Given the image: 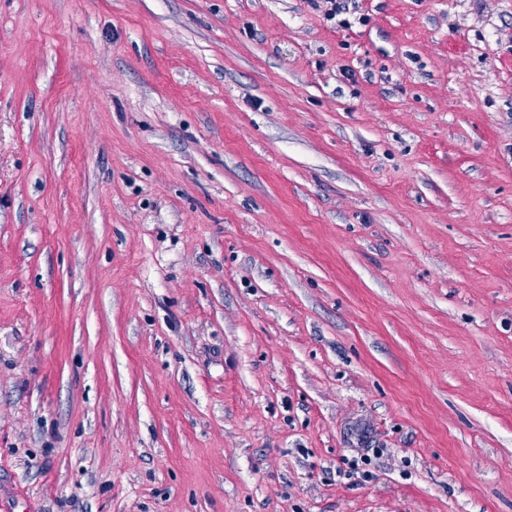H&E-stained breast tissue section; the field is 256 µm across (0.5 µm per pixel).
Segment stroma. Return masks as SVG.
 <instances>
[{
	"label": "stroma",
	"mask_w": 512,
	"mask_h": 512,
	"mask_svg": "<svg viewBox=\"0 0 512 512\" xmlns=\"http://www.w3.org/2000/svg\"><path fill=\"white\" fill-rule=\"evenodd\" d=\"M15 512H512V0H0Z\"/></svg>",
	"instance_id": "1"
}]
</instances>
